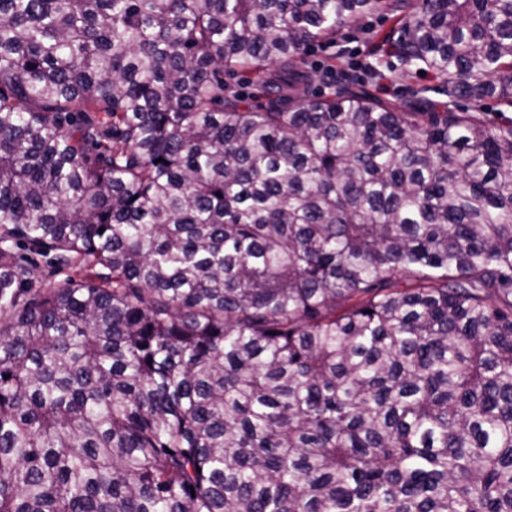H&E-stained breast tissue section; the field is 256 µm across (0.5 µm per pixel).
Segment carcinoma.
Here are the masks:
<instances>
[{"mask_svg":"<svg viewBox=\"0 0 512 512\" xmlns=\"http://www.w3.org/2000/svg\"><path fill=\"white\" fill-rule=\"evenodd\" d=\"M382 7L443 109L283 110ZM487 97L512 0H0V512H512ZM253 75L240 74L224 69V83L232 88L240 90L249 96L248 102L252 105L266 104L267 100L251 85ZM458 112H473L475 115L491 120H500V117L512 118V107L504 105L495 98H486L481 102H474L468 98L457 100ZM501 112V113H500Z\"/></svg>","mask_w":512,"mask_h":512,"instance_id":"1","label":"carcinoma"}]
</instances>
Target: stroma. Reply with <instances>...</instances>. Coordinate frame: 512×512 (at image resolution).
I'll list each match as a JSON object with an SVG mask.
<instances>
[{
  "instance_id": "obj_1",
  "label": "stroma",
  "mask_w": 512,
  "mask_h": 512,
  "mask_svg": "<svg viewBox=\"0 0 512 512\" xmlns=\"http://www.w3.org/2000/svg\"><path fill=\"white\" fill-rule=\"evenodd\" d=\"M387 34L399 37L400 29L394 15L381 9L344 28L336 40L313 44L306 62L318 76L308 89L309 97L362 89L398 105L414 106L419 112L426 111L428 104L447 102L440 80L415 68L403 76L394 72L382 79L367 76L366 66L374 62L376 48Z\"/></svg>"
}]
</instances>
